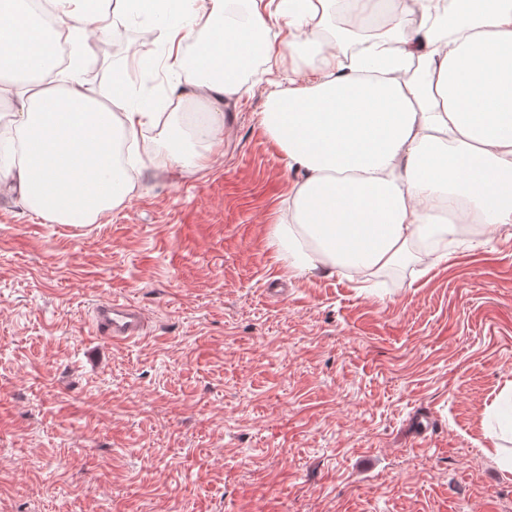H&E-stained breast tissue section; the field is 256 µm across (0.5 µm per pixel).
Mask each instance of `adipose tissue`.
<instances>
[{
    "label": "adipose tissue",
    "instance_id": "obj_1",
    "mask_svg": "<svg viewBox=\"0 0 512 512\" xmlns=\"http://www.w3.org/2000/svg\"><path fill=\"white\" fill-rule=\"evenodd\" d=\"M0 0V196L57 224L95 223L133 197L137 143L203 169L256 63L272 64L270 21L311 57L271 92L261 123L296 178L271 227L290 276L354 283L420 245L446 259L461 224L512 237V0ZM347 12L355 28L331 24ZM167 47L171 74L210 101L200 124L146 103L124 107L123 72L102 89L81 76L98 33L133 19Z\"/></svg>",
    "mask_w": 512,
    "mask_h": 512
}]
</instances>
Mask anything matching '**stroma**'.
Listing matches in <instances>:
<instances>
[{
	"instance_id": "obj_1",
	"label": "stroma",
	"mask_w": 512,
	"mask_h": 512,
	"mask_svg": "<svg viewBox=\"0 0 512 512\" xmlns=\"http://www.w3.org/2000/svg\"><path fill=\"white\" fill-rule=\"evenodd\" d=\"M131 24L83 62L101 88ZM258 66L224 114V147L192 174L151 150L137 189L82 227L0 199V512H512L488 412L512 384V237L478 230L432 264L293 278L269 232L294 172L261 127L292 57ZM148 334L115 345L90 325L108 299ZM433 432L413 433L415 414Z\"/></svg>"
}]
</instances>
